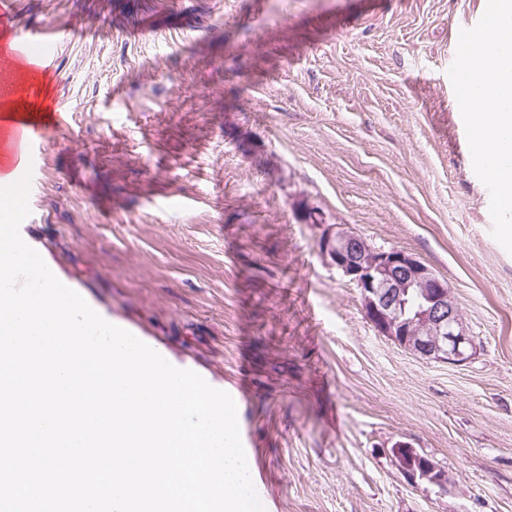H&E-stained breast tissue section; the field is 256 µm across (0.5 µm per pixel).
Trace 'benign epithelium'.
I'll list each match as a JSON object with an SVG mask.
<instances>
[{
	"label": "benign epithelium",
	"mask_w": 512,
	"mask_h": 512,
	"mask_svg": "<svg viewBox=\"0 0 512 512\" xmlns=\"http://www.w3.org/2000/svg\"><path fill=\"white\" fill-rule=\"evenodd\" d=\"M318 244L330 265L358 288L364 314L379 335L429 361L461 366L472 359L476 343L448 281L402 250L364 246L342 224L327 225ZM400 467L414 480L448 486V474L432 462L416 470L403 460Z\"/></svg>",
	"instance_id": "obj_1"
}]
</instances>
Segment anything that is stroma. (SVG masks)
Wrapping results in <instances>:
<instances>
[{
	"label": "stroma",
	"instance_id": "obj_1",
	"mask_svg": "<svg viewBox=\"0 0 512 512\" xmlns=\"http://www.w3.org/2000/svg\"><path fill=\"white\" fill-rule=\"evenodd\" d=\"M485 0H20L74 21L20 234L236 394L265 512H512V254L447 70ZM452 287L461 366L379 336L325 225ZM403 442L447 472L413 483Z\"/></svg>",
	"mask_w": 512,
	"mask_h": 512
}]
</instances>
